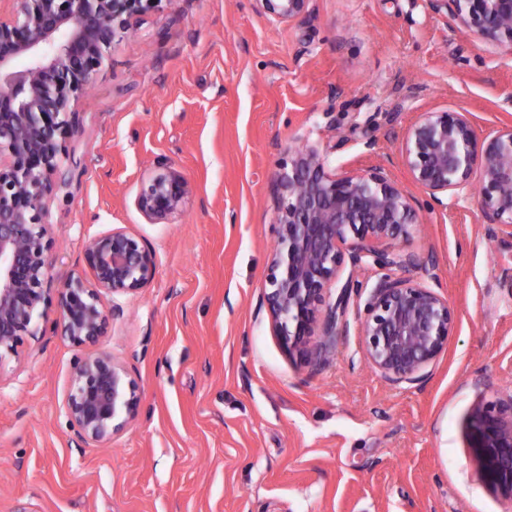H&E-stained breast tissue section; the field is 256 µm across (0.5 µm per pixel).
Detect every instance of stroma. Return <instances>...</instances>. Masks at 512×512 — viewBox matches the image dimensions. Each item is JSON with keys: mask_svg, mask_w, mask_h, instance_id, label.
I'll return each mask as SVG.
<instances>
[{"mask_svg": "<svg viewBox=\"0 0 512 512\" xmlns=\"http://www.w3.org/2000/svg\"><path fill=\"white\" fill-rule=\"evenodd\" d=\"M512 47L475 40L428 0H310L279 24L253 0H174L115 46L69 141V200L49 205L54 277L92 281L84 246L120 230L155 254L97 341L56 327V304L0 361V512H512L471 446L480 397L512 392V237L476 197L437 205L401 163L422 112L512 125ZM330 167H384L421 209L402 250L455 311L419 385L367 366L357 308L334 356L288 358L263 302L286 147ZM165 160L192 192L168 224L137 197ZM108 353L138 386L136 419L77 442L74 365Z\"/></svg>", "mask_w": 512, "mask_h": 512, "instance_id": "1", "label": "stroma"}]
</instances>
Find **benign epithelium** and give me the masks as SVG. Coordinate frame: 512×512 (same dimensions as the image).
Returning <instances> with one entry per match:
<instances>
[{
	"label": "benign epithelium",
	"mask_w": 512,
	"mask_h": 512,
	"mask_svg": "<svg viewBox=\"0 0 512 512\" xmlns=\"http://www.w3.org/2000/svg\"><path fill=\"white\" fill-rule=\"evenodd\" d=\"M14 2L10 15H0V361L17 353L24 337L41 334L37 318L53 299L73 342L96 341L109 317L122 312L117 304L106 311L101 294L136 293L154 276L153 252L118 230L86 241L93 285L54 277L46 217L50 201L69 198L61 164L95 75L144 16L174 0ZM253 2L269 19L292 23L309 0ZM429 4L478 40L512 43V0ZM288 154L274 187L275 248L263 296L274 336L291 358L329 362L336 337L347 331L351 294L361 291L343 270L371 259L386 273L372 286L359 325L368 363L392 385L422 382L446 350L456 317L441 292L407 276L420 257L396 247L419 223L417 202L382 167L331 170L308 146ZM401 162L438 204L479 184L481 218L512 236V126L486 140L466 112H422L407 130ZM190 194L187 179L161 164L143 182L137 205L164 223ZM317 329L323 340L311 351L307 339ZM139 402L126 366L99 354L75 366L65 409L80 442L106 444L136 418ZM470 436L485 481L512 500V392L476 404Z\"/></svg>",
	"instance_id": "benign-epithelium-1"
}]
</instances>
